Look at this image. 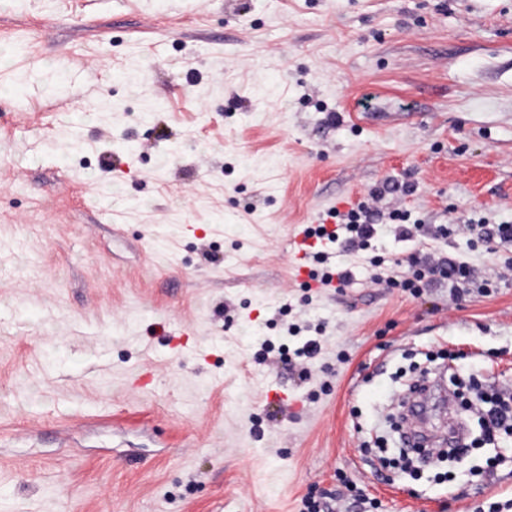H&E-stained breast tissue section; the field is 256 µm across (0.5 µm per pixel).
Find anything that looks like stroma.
<instances>
[{"instance_id":"35a3bbf8","label":"stroma","mask_w":512,"mask_h":512,"mask_svg":"<svg viewBox=\"0 0 512 512\" xmlns=\"http://www.w3.org/2000/svg\"><path fill=\"white\" fill-rule=\"evenodd\" d=\"M386 183L512 223V0H0V512H512L478 415L415 476L373 441L439 366L512 389V245L438 240L456 297L294 277L293 225Z\"/></svg>"}]
</instances>
